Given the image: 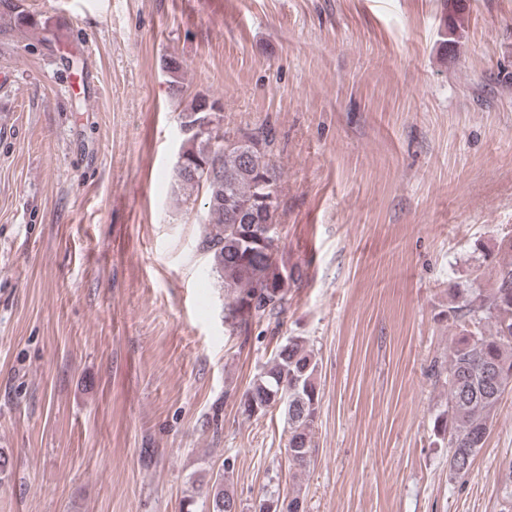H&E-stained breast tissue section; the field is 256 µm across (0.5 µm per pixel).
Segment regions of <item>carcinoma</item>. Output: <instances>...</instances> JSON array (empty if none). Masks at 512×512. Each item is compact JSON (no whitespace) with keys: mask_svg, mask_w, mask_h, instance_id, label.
I'll return each mask as SVG.
<instances>
[{"mask_svg":"<svg viewBox=\"0 0 512 512\" xmlns=\"http://www.w3.org/2000/svg\"><path fill=\"white\" fill-rule=\"evenodd\" d=\"M453 16L444 31L450 47L459 43L464 22L462 0H446ZM224 110L217 99L195 98L179 113V124H192L202 115ZM232 130L216 125L203 137L184 136L185 166L174 169V184L187 203L203 196L205 230L199 243L224 284V326L231 336L248 340L252 328L279 317L288 306L292 273L282 256L280 201L263 198L279 194V173L273 139L257 133L258 144L247 146V159L224 148ZM448 321L455 334L448 352V402L435 419L434 436L448 447V477L464 479L484 447L498 404L512 387V262L495 268L489 288H456L448 304ZM241 415L262 416L280 407L287 425V452L293 476L313 463L315 429L321 409L319 361L305 336L283 337L243 392L226 393ZM232 472L199 481L186 501L204 498L208 512H238L239 503L224 485Z\"/></svg>","mask_w":512,"mask_h":512,"instance_id":"carcinoma-1","label":"carcinoma"}]
</instances>
